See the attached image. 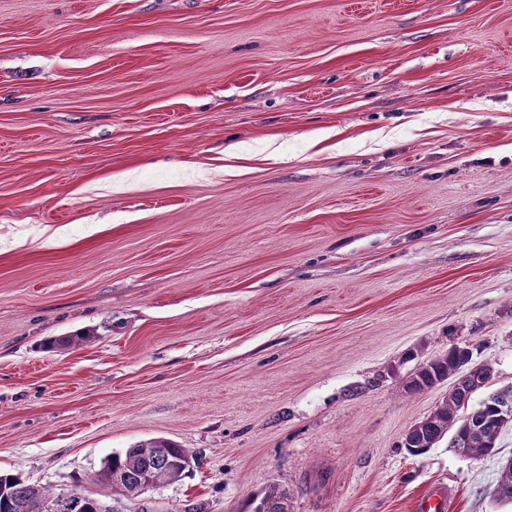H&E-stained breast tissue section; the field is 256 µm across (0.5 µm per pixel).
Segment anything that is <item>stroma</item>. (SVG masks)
Wrapping results in <instances>:
<instances>
[{
  "label": "stroma",
  "mask_w": 512,
  "mask_h": 512,
  "mask_svg": "<svg viewBox=\"0 0 512 512\" xmlns=\"http://www.w3.org/2000/svg\"><path fill=\"white\" fill-rule=\"evenodd\" d=\"M454 346L512 386V0H0L1 470L164 437L124 512H512V424L401 447ZM465 348L467 347H453L447 354L422 364L409 381L408 390L420 392L431 388L440 380L446 379L449 373L456 372L468 364L472 353ZM257 511L250 512H288V494L284 491L267 490L258 497Z\"/></svg>",
  "instance_id": "stroma-1"
}]
</instances>
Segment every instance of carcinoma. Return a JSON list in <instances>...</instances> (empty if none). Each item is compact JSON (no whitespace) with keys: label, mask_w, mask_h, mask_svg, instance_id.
<instances>
[{"label":"carcinoma","mask_w":512,"mask_h":512,"mask_svg":"<svg viewBox=\"0 0 512 512\" xmlns=\"http://www.w3.org/2000/svg\"><path fill=\"white\" fill-rule=\"evenodd\" d=\"M89 339V333L80 331L51 339L47 347H78ZM471 358L472 353L468 349H450L447 354L421 365L409 381L408 390L420 392L433 387L446 379L448 374L468 364ZM489 378L491 369L486 366L480 367L476 374L468 372L458 376L450 399L426 419L409 428L404 448L408 451L414 448L423 453L438 444V438L443 434L450 435L449 447H459L456 419L460 411L466 408L469 409V419L474 428L465 434V447L477 451L490 447L492 442L498 440L503 427L512 422V414L505 416L499 410L506 402L512 405V387L491 392L477 405H471L474 395L478 393L477 381ZM194 463L196 458L187 449L164 438H153L126 449L121 455L107 458L96 481L129 499L142 487L151 472L165 473L168 483L172 485L181 481ZM115 472L120 474L117 481L113 478ZM70 495L78 505L76 512H119L118 507L99 497L78 490L70 492ZM495 495L502 502H512V468L502 471ZM56 497L58 493L49 487L30 484L19 474L0 471V512H41V505ZM256 505L257 512H288V494L275 489L267 490L258 497Z\"/></svg>","instance_id":"1"}]
</instances>
